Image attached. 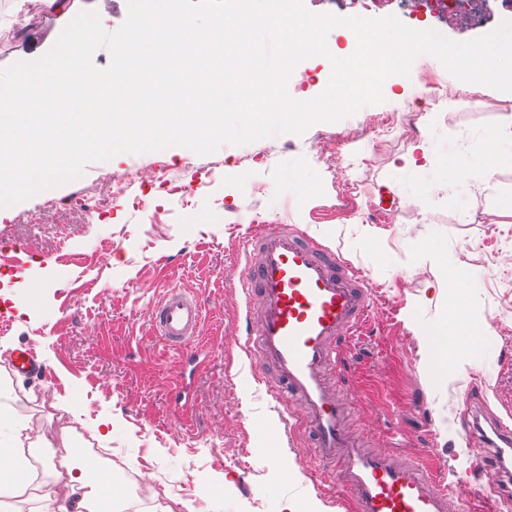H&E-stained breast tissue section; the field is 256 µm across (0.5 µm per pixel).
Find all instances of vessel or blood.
I'll return each mask as SVG.
<instances>
[{
    "instance_id": "obj_1",
    "label": "vessel or blood",
    "mask_w": 512,
    "mask_h": 512,
    "mask_svg": "<svg viewBox=\"0 0 512 512\" xmlns=\"http://www.w3.org/2000/svg\"><path fill=\"white\" fill-rule=\"evenodd\" d=\"M243 257L238 285L245 315L231 333L244 337L256 381L305 426L315 461L341 477L352 512H449L459 486L438 475L430 456L365 447L336 393L349 382L344 346L370 320L372 285L365 272L285 223L252 225ZM148 316L169 349L199 359L195 340L205 320L199 300L168 287ZM511 452L512 426L498 422L470 454L480 471L500 475Z\"/></svg>"
}]
</instances>
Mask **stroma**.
I'll list each match as a JSON object with an SVG mask.
<instances>
[{
    "instance_id": "stroma-1",
    "label": "stroma",
    "mask_w": 512,
    "mask_h": 512,
    "mask_svg": "<svg viewBox=\"0 0 512 512\" xmlns=\"http://www.w3.org/2000/svg\"><path fill=\"white\" fill-rule=\"evenodd\" d=\"M83 10L96 11L115 32L127 0H0V69L47 53ZM482 105L469 93L432 104L413 97L410 83L383 88L382 102L311 124L303 133L225 144L200 155L173 146L121 153L91 162L83 176L0 210V382L14 389L16 416L32 440L25 493L0 497V512H51L55 485L47 464L62 427L73 430L81 458L102 451L118 457L115 497L129 498L133 477L155 485L146 512H278L281 501H312L322 512H348L335 477L319 473L301 427L286 426L283 407L254 381L243 344L228 339L244 315L234 270L252 223L297 225L323 239L370 277L375 312L346 346L353 408L349 422L372 448L430 453L448 479L464 484L453 512H477L492 486L473 470L459 432L467 385L480 399L482 427L512 419V291L496 287L486 263L512 233V164L496 173L485 199L467 186L445 195L437 173L448 151L468 156L483 136L512 118V92L481 86ZM413 105L411 129L390 138L360 164L355 195L315 159L314 146L336 132H364L374 113ZM427 145L422 168L400 172L399 157ZM172 165L177 190L156 185L113 189V172ZM393 206L380 212L378 186ZM470 280L464 304L496 348L470 357L466 371L433 367L427 343L448 348L454 305L450 275ZM202 300L200 340L209 352L201 370L183 365L155 336L147 311L164 287ZM27 346L41 373L11 372V352ZM185 389L189 419L173 410ZM111 421L107 436L98 424ZM288 454L292 478L265 462L260 449Z\"/></svg>"
}]
</instances>
